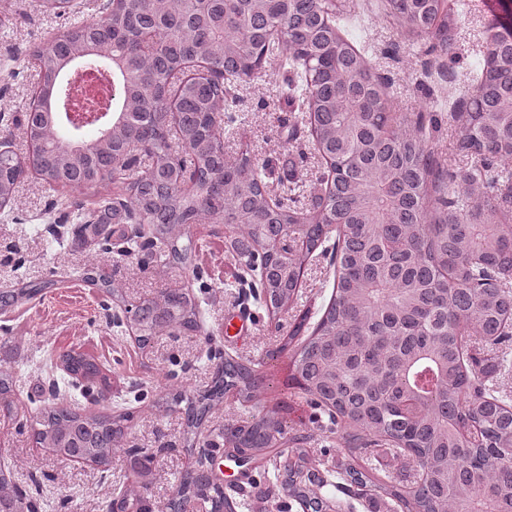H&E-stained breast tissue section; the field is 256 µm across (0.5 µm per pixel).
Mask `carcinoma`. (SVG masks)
<instances>
[{
  "mask_svg": "<svg viewBox=\"0 0 512 512\" xmlns=\"http://www.w3.org/2000/svg\"><path fill=\"white\" fill-rule=\"evenodd\" d=\"M67 17L53 37L32 45L34 96L25 107L32 153L0 150V208L30 171L43 183L92 194L94 207L67 217L78 241L108 250H149L147 267L187 266L196 252L192 224L243 228L225 243L258 284L272 314L298 299L307 265L332 257L329 302L296 319L277 353H288V387L344 427L345 447L379 445L404 463L409 484L288 460V496L305 512H326L331 485L369 496L388 512H512V397L489 383L512 371L493 351L512 339V28L486 42L484 63L448 122L458 128L450 169L435 154L434 119L396 112L389 83L342 33L351 15L336 0H103L95 22L74 0H41ZM408 36L433 40L446 55L458 18L446 0H388ZM276 60L288 72V103L299 108L291 136L307 138L326 164L305 190L295 162L269 181L267 164L247 151L229 160L224 140L240 136L237 89ZM88 127L98 129L92 140ZM136 224L151 225L141 241ZM104 293L101 269L84 277ZM42 287L0 293L15 307ZM148 345L172 325L201 328L190 297L126 306ZM476 340L490 357L480 364ZM71 399L43 401L33 436L44 448L106 466L130 417L84 404L106 369L80 349L59 353ZM13 372L0 365V407L13 403ZM264 379L224 355L201 394L172 396L187 443L229 392L249 403ZM286 420L272 409L224 428V448L243 463L277 461L274 440ZM205 498L210 512H235L224 488L187 475L169 501ZM0 512H38L37 500L0 469Z\"/></svg>",
  "mask_w": 512,
  "mask_h": 512,
  "instance_id": "1",
  "label": "carcinoma"
}]
</instances>
